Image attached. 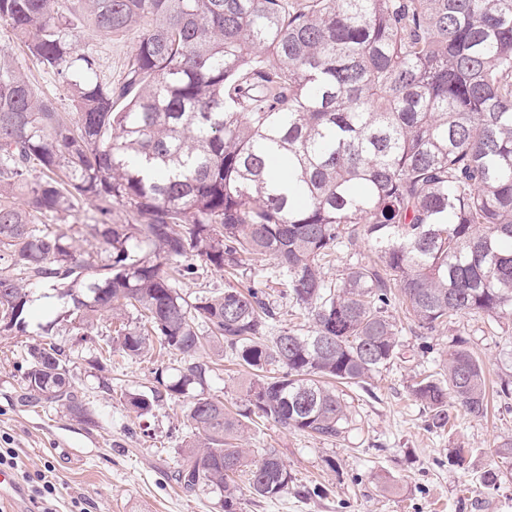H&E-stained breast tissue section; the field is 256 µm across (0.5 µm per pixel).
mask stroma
<instances>
[{
    "label": "stroma",
    "instance_id": "1",
    "mask_svg": "<svg viewBox=\"0 0 512 512\" xmlns=\"http://www.w3.org/2000/svg\"><path fill=\"white\" fill-rule=\"evenodd\" d=\"M141 37L138 27L112 37L89 25L78 33L80 45L98 57L101 78L115 83ZM0 48L11 52L20 70L60 111H70L57 77L28 60L1 23ZM96 218L93 207L83 204L64 217L43 216L39 223L66 232L78 258L98 263L105 255L86 233ZM228 285L265 289L278 328L310 329V319L275 280L274 263L265 256L251 258L231 274L184 281L181 288L194 296ZM47 293L44 287L33 289L25 331L0 332V448L16 449L30 472L52 468L58 512H69L75 499L85 502L87 512H220L219 498L209 489L186 491L172 478L176 450L187 433V398L162 396L142 416L124 400L125 393L156 389V370L173 366L174 355L153 351L140 358L116 354L111 361H98L94 344L111 334L109 316L98 317L91 336H84L78 324L65 318L66 303ZM390 312L403 353L370 384L347 387L357 427L346 439L287 432L258 418L248 422L243 446L255 452L275 449L292 480L282 497L270 501L247 494L248 480L238 476L243 490L239 512H512V465L497 454L504 441L512 440V398L495 399L489 415L480 419L454 410L452 428L437 432L429 427L428 410L410 393L420 375L435 371L460 339L483 367L490 389L512 383V313L494 320L461 314L430 333L406 319L401 307ZM39 340L64 350L93 423L55 405L24 403L21 365L28 347ZM459 448L467 455L462 467L453 463ZM490 470L498 479L487 487L482 477Z\"/></svg>",
    "mask_w": 512,
    "mask_h": 512
}]
</instances>
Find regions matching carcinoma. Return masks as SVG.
I'll return each instance as SVG.
<instances>
[{
	"instance_id": "cac0c4a2",
	"label": "carcinoma",
	"mask_w": 512,
	"mask_h": 512,
	"mask_svg": "<svg viewBox=\"0 0 512 512\" xmlns=\"http://www.w3.org/2000/svg\"><path fill=\"white\" fill-rule=\"evenodd\" d=\"M0 21L73 105L59 111L0 50V330H24L31 289L49 284L79 324L120 321L98 352L156 342L179 357L151 394L122 397L140 415L164 392L190 398L174 480L218 493L224 512L240 472L263 499L292 481L275 450L238 445L246 419L325 440L354 430L336 387L399 354L393 300L428 332L512 311V0H0ZM80 22L142 28L119 83L100 78ZM83 202L110 254L97 267L36 223ZM361 243L327 279L328 258ZM253 255L273 260L311 331L267 337L276 313L257 287L181 292ZM208 350L250 369L241 408L190 393L213 372ZM24 379L34 402L93 422L61 348L29 346ZM411 394L440 430L450 403L489 412L459 342Z\"/></svg>"
}]
</instances>
